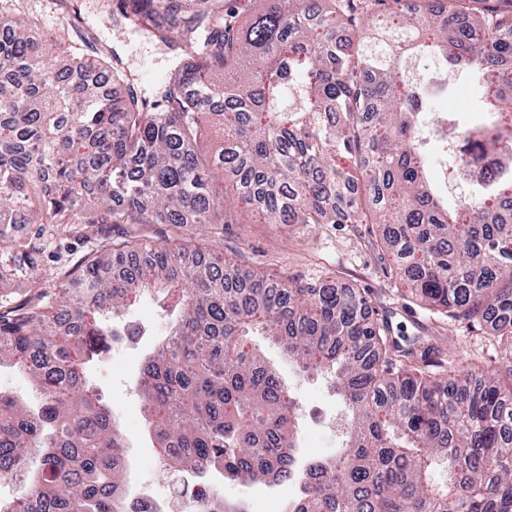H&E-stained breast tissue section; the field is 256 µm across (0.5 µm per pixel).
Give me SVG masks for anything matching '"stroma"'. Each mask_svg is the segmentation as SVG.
Wrapping results in <instances>:
<instances>
[{
  "label": "stroma",
  "instance_id": "35a3bbf8",
  "mask_svg": "<svg viewBox=\"0 0 512 512\" xmlns=\"http://www.w3.org/2000/svg\"><path fill=\"white\" fill-rule=\"evenodd\" d=\"M26 12L35 30L53 29L74 39L81 53L89 57H117L135 76L142 89H151L158 78L169 74L179 60L174 47L158 43L146 35L122 31L116 27L103 0H73L62 6L55 0H27ZM439 112H451L472 123L479 113L470 77L459 73L455 90L448 97L436 98ZM221 237L211 229L190 224L175 233L167 224H116L111 229L113 241L138 236L157 246L184 242L189 247L217 246L225 261L243 270L263 271L270 275L287 272L299 283H316L330 278L349 287L365 290L371 300L372 315L386 319L395 340L419 338V351L428 360L449 362L464 354L475 353L486 366L498 364L499 349L488 330L471 328L466 321H448L423 307L419 301L402 296L390 270L389 252L375 245L377 228L372 224H270L254 209L236 206L225 214ZM91 252V245L79 237H62L51 251L41 254V269L51 271L47 287L79 289L75 269ZM136 316L149 321L154 335L127 347L122 357L106 354L88 368L92 384L101 388L105 401L115 411L127 439V454L132 463V479L152 485L162 495L173 493L179 476L162 478L151 466L157 455L146 433V424L136 382L147 355L157 346L168 329V321L156 312L149 300L134 307ZM254 344L273 363L283 381L294 393L303 411L323 410L333 416L342 410L339 399L330 391L325 378L309 377L289 363L280 347L262 336ZM224 498L244 499L249 512H271L274 501H286L296 489L284 483L270 488L262 484L248 487L234 482L221 485Z\"/></svg>",
  "mask_w": 512,
  "mask_h": 512
}]
</instances>
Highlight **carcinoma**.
Returning <instances> with one entry per match:
<instances>
[{"instance_id":"1","label":"carcinoma","mask_w":512,"mask_h":512,"mask_svg":"<svg viewBox=\"0 0 512 512\" xmlns=\"http://www.w3.org/2000/svg\"><path fill=\"white\" fill-rule=\"evenodd\" d=\"M386 0H266L245 25L224 0H116L111 16L180 51L150 92L118 62L102 68L28 35L24 0H0V365L43 395L27 409L0 392V479L25 482L10 512H122L129 460L112 407L87 368L120 335L111 321L154 296L172 318L138 380L165 470L242 484L295 482L288 512H512V163L448 204L419 146L429 92L408 63L433 53L470 74L495 123L468 130L482 152L512 144V11L480 0L464 17L416 0L395 22ZM221 143L202 152L214 131ZM353 159L336 169V157ZM270 224H374L406 290L448 319L486 323L508 379L416 357L389 337L369 298L332 281L298 286L228 265L211 249L111 247L113 224L207 226L221 184ZM63 235L94 239L77 278L85 292L42 285L39 257ZM34 288L17 305L14 283ZM260 330L307 375L327 374L347 413L336 454L297 460L300 408L259 350ZM447 463L436 481L434 464ZM204 512H246L217 500Z\"/></svg>"}]
</instances>
